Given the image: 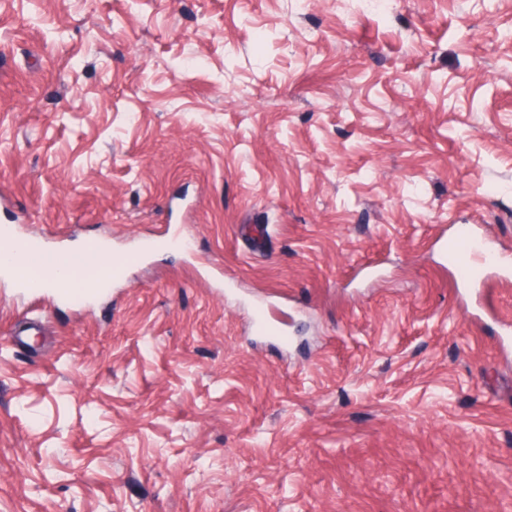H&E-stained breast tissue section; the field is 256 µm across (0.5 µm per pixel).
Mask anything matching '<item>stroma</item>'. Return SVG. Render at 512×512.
Instances as JSON below:
<instances>
[{
  "label": "stroma",
  "instance_id": "stroma-1",
  "mask_svg": "<svg viewBox=\"0 0 512 512\" xmlns=\"http://www.w3.org/2000/svg\"><path fill=\"white\" fill-rule=\"evenodd\" d=\"M510 29L0 0V225L154 242L81 309L0 280V512H512ZM457 224L507 266L461 278ZM251 325L260 335L278 338L284 345H287L285 336H281L282 331L280 327L269 320L268 313L264 307L257 306L253 309L251 313Z\"/></svg>",
  "mask_w": 512,
  "mask_h": 512
}]
</instances>
